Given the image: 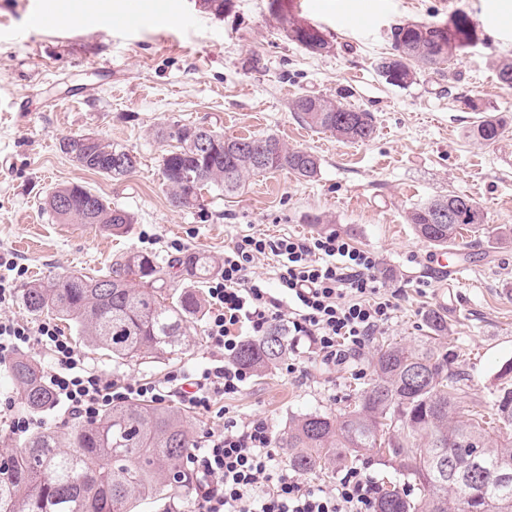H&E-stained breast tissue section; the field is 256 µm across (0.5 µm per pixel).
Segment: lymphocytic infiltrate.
<instances>
[{
    "mask_svg": "<svg viewBox=\"0 0 512 512\" xmlns=\"http://www.w3.org/2000/svg\"><path fill=\"white\" fill-rule=\"evenodd\" d=\"M267 255L278 263L273 289L250 271ZM379 266L373 252L335 231L242 236L225 249L221 272L208 287L205 332L220 359L196 375L173 372L161 382L121 383L91 367L56 324L8 315L14 301L9 275H24L25 269L0 253V367L24 348H45L53 363L43 378L56 405L87 423L115 404L162 403L172 396L186 408L208 411L215 395H236L253 376L236 359L242 335L262 336L275 323L287 324L293 344L307 342L326 367L360 353L397 308L398 294ZM274 442L264 419L228 420L210 430L186 456L199 479L194 512H376L379 487L364 469L350 468L336 485L316 488L290 472Z\"/></svg>",
    "mask_w": 512,
    "mask_h": 512,
    "instance_id": "f902f5d3",
    "label": "lymphocytic infiltrate"
}]
</instances>
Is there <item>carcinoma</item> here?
Returning a JSON list of instances; mask_svg holds the SVG:
<instances>
[{"mask_svg":"<svg viewBox=\"0 0 512 512\" xmlns=\"http://www.w3.org/2000/svg\"><path fill=\"white\" fill-rule=\"evenodd\" d=\"M276 15L288 39L313 55L333 51L324 33L294 17ZM478 40L470 16L457 11L444 22L399 24L391 31L392 55L382 57L378 71L398 87L414 84L419 75L437 70ZM309 128L330 132L350 142L373 138L369 112L347 108L335 100L304 94L291 102ZM505 121L495 114L481 117L469 137L495 142ZM208 141L204 150L190 143L189 127L172 123L155 136L176 142L161 157V171L173 207L200 209L203 191L227 194L241 189L253 175L287 169L298 178L314 179L320 159L303 149H291L279 137H226L199 127ZM60 150L80 166L113 179L134 173L139 157L126 146L81 134L65 137ZM126 158L115 165V157ZM45 210L63 224H89L109 235H121L134 223L129 211L112 207L87 188L70 184L53 189ZM441 209L454 212L451 222L435 221ZM408 222L417 236L446 248L460 231L485 223L479 205L466 195L450 192L413 207ZM208 279L212 260L199 253L167 259L130 252L103 274L81 271L49 276L20 291L22 306L32 315L51 314L76 329L91 349L121 362L134 357L159 359L177 354L186 341L188 323L204 312L195 287L170 293L173 270ZM431 332L448 333V320L438 311L427 316ZM287 351L286 331L270 329L265 336L242 344L239 361L261 371ZM375 378L357 390L353 403L332 419L311 412L291 419L278 441L286 449L288 466L308 474L346 466L372 453L398 461L407 483L419 490L413 497L397 487L379 497L377 512H512V478L497 477L505 467L512 473V388L493 394L490 412L460 415L461 374L452 368L448 352L424 344L410 348L381 340L374 361ZM20 405L41 412L53 398L41 377V367L24 355L10 365ZM191 419L169 406L115 404L94 424L73 423L63 431L46 429L0 462V512H133L134 504L179 493L195 485L184 469L191 448Z\"/></svg>","mask_w":512,"mask_h":512,"instance_id":"cac0c4a2","label":"carcinoma"}]
</instances>
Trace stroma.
Segmentation results:
<instances>
[{
    "instance_id": "35a3bbf8",
    "label": "stroma",
    "mask_w": 512,
    "mask_h": 512,
    "mask_svg": "<svg viewBox=\"0 0 512 512\" xmlns=\"http://www.w3.org/2000/svg\"><path fill=\"white\" fill-rule=\"evenodd\" d=\"M103 17L87 30L77 17L87 2ZM165 28L116 23L124 0H54L40 26L31 20L42 0H0V252L26 270L25 281L74 270L105 273L124 252L175 257V245L224 258L225 246L246 234L310 236L333 230L375 252L381 274L400 294L382 336L410 347L428 336L426 317L448 319L444 348L456 351L465 381L461 409L490 406L501 364L512 359V89L495 63L512 58V0H377L371 21L340 25L355 0H283L291 15L318 27L334 43L325 56L288 40L271 0H229L223 14L195 0H167ZM468 13L477 43L449 66L456 80L432 72L416 83H388L376 67L391 50L390 31L407 22ZM302 94L322 95L372 113L376 134L349 142L303 125L290 109ZM503 116L493 144L468 132L480 111ZM172 122L204 125L227 136L273 134L321 159L315 180L285 170L251 176L234 194L203 193L199 210L174 208L160 160L170 142L154 137ZM90 133L133 149L137 171L115 180L73 162L59 149L65 136ZM78 184L136 216L116 237L62 224L43 210L44 195ZM472 198L487 224L465 231L455 251L462 266L451 277L435 269L433 247L406 220L415 205L448 192ZM321 223H311V216ZM183 353L163 359L111 358L87 352L91 366L118 381H160L174 371L196 373L218 356L204 323L192 324ZM374 346L354 364L325 368L305 356L291 375L276 366L254 374L245 389L220 398L215 410L193 414L191 439L217 427V408L237 421L267 420L282 436L290 419L337 415L355 388L374 378Z\"/></svg>"
}]
</instances>
